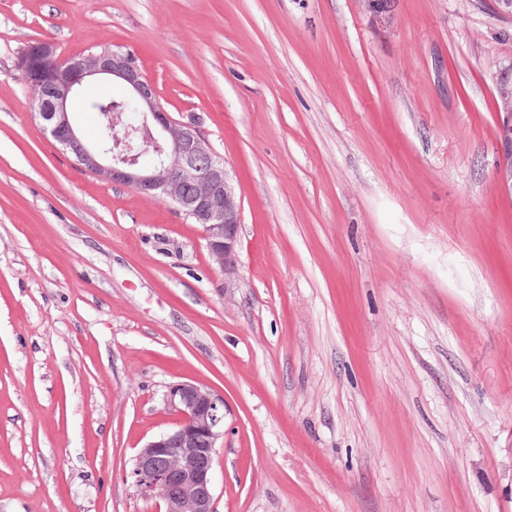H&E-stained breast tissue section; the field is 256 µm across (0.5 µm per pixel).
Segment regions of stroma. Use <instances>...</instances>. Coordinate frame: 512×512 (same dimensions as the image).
Instances as JSON below:
<instances>
[{"label": "stroma", "mask_w": 512, "mask_h": 512, "mask_svg": "<svg viewBox=\"0 0 512 512\" xmlns=\"http://www.w3.org/2000/svg\"><path fill=\"white\" fill-rule=\"evenodd\" d=\"M131 54L241 201L239 278L44 133L19 54ZM486 0H0V512H157L224 395L215 512H512V200ZM495 92L498 158L494 177L501 196L512 200V64L499 72ZM164 398L179 420L135 455L133 485L159 501V512H214L213 469L216 444L224 436V396L186 381L170 386Z\"/></svg>", "instance_id": "obj_1"}]
</instances>
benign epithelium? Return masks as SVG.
Returning <instances> with one entry per match:
<instances>
[{
  "mask_svg": "<svg viewBox=\"0 0 512 512\" xmlns=\"http://www.w3.org/2000/svg\"><path fill=\"white\" fill-rule=\"evenodd\" d=\"M27 86L33 114L78 165L105 181L121 183L144 196H164L192 223L203 227L206 247L224 269V287L238 279L241 203L219 156L197 128L174 119L155 84L127 53L61 55L46 39L28 45L16 62ZM92 76L120 80L141 108L139 134L149 164L129 145L114 153L86 142L72 121L73 102L84 80ZM498 158L495 182L512 200V65L495 82ZM166 403L179 415L176 426L162 432L135 455L130 477L144 496L157 499L162 512H213L216 444L224 436V396L193 382L170 386Z\"/></svg>",
  "mask_w": 512,
  "mask_h": 512,
  "instance_id": "7a95c632",
  "label": "benign epithelium"
}]
</instances>
